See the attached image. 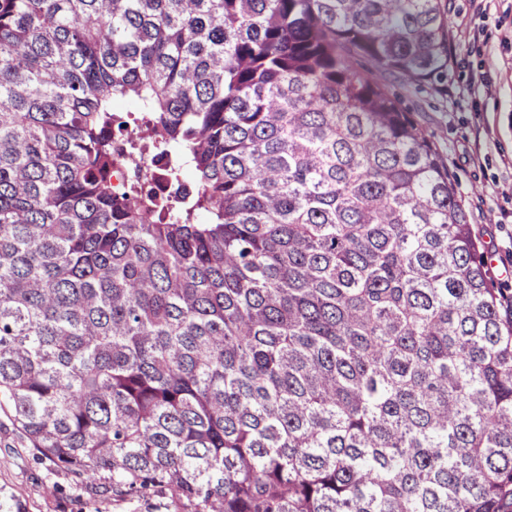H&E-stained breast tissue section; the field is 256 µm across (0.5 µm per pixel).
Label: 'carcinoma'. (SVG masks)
Listing matches in <instances>:
<instances>
[{
  "label": "carcinoma",
  "instance_id": "cac0c4a2",
  "mask_svg": "<svg viewBox=\"0 0 512 512\" xmlns=\"http://www.w3.org/2000/svg\"><path fill=\"white\" fill-rule=\"evenodd\" d=\"M448 49L442 0H0V393L38 456L194 512H512V295L358 69L442 93ZM148 121L195 187L155 214L112 190Z\"/></svg>",
  "mask_w": 512,
  "mask_h": 512
}]
</instances>
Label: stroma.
<instances>
[{
    "label": "stroma",
    "mask_w": 512,
    "mask_h": 512,
    "mask_svg": "<svg viewBox=\"0 0 512 512\" xmlns=\"http://www.w3.org/2000/svg\"><path fill=\"white\" fill-rule=\"evenodd\" d=\"M445 93L400 77L385 83L448 158L459 197L488 249L495 287L512 289V0H448ZM0 486L27 512H181L167 495L117 497L76 487L37 457L0 408Z\"/></svg>",
    "instance_id": "stroma-1"
}]
</instances>
